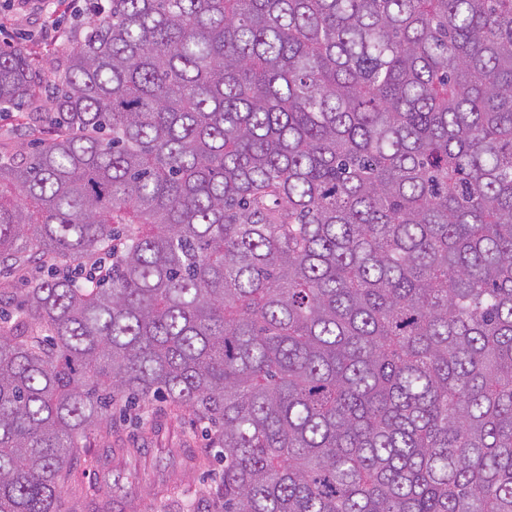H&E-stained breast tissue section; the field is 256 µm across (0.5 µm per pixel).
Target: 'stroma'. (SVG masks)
<instances>
[{"label":"stroma","mask_w":512,"mask_h":512,"mask_svg":"<svg viewBox=\"0 0 512 512\" xmlns=\"http://www.w3.org/2000/svg\"><path fill=\"white\" fill-rule=\"evenodd\" d=\"M87 6V0H0V42L22 47L40 70L55 67L64 48L41 40V28L52 25L66 30L71 20L85 16ZM151 418L150 408L135 417H113L111 437L92 436L90 453L108 446L119 448L112 468L137 470L142 495L136 512H211L208 492L215 473L190 468L184 459L188 451L200 456L209 452L202 427L191 412L160 419L157 440L145 444L138 457L123 456L124 448L140 441V431Z\"/></svg>","instance_id":"35a3bbf8"}]
</instances>
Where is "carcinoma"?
Segmentation results:
<instances>
[{
	"label": "carcinoma",
	"instance_id": "obj_1",
	"mask_svg": "<svg viewBox=\"0 0 512 512\" xmlns=\"http://www.w3.org/2000/svg\"><path fill=\"white\" fill-rule=\"evenodd\" d=\"M89 2L53 81L0 48L52 131L0 156V266L49 264L0 512L86 500L124 396L206 424L214 512H512V0Z\"/></svg>",
	"mask_w": 512,
	"mask_h": 512
}]
</instances>
